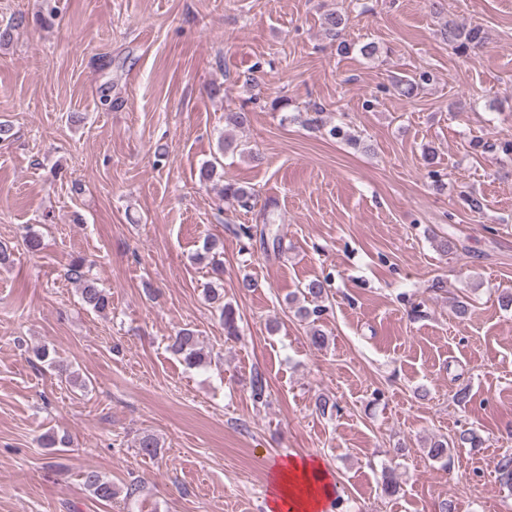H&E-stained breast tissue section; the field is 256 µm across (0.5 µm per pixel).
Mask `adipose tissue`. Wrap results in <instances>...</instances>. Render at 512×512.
<instances>
[{
	"mask_svg": "<svg viewBox=\"0 0 512 512\" xmlns=\"http://www.w3.org/2000/svg\"><path fill=\"white\" fill-rule=\"evenodd\" d=\"M332 495L331 476L320 461L291 458L272 469L268 512H321Z\"/></svg>",
	"mask_w": 512,
	"mask_h": 512,
	"instance_id": "ef3b65f1",
	"label": "adipose tissue"
}]
</instances>
